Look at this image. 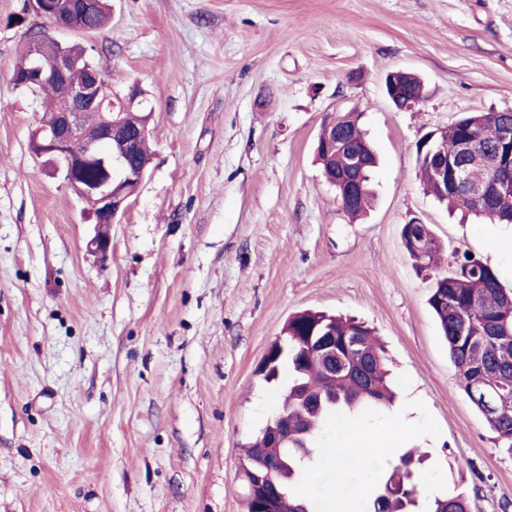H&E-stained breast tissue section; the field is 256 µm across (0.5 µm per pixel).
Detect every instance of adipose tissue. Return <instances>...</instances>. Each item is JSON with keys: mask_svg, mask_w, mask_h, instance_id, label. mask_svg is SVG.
Here are the masks:
<instances>
[{"mask_svg": "<svg viewBox=\"0 0 512 512\" xmlns=\"http://www.w3.org/2000/svg\"><path fill=\"white\" fill-rule=\"evenodd\" d=\"M406 427L398 422L378 430L357 429L341 433L332 452V470L336 476L367 465L381 457L388 444L402 440Z\"/></svg>", "mask_w": 512, "mask_h": 512, "instance_id": "adipose-tissue-1", "label": "adipose tissue"}]
</instances>
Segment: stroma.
Instances as JSON below:
<instances>
[{
	"label": "stroma",
	"instance_id": "stroma-1",
	"mask_svg": "<svg viewBox=\"0 0 512 512\" xmlns=\"http://www.w3.org/2000/svg\"><path fill=\"white\" fill-rule=\"evenodd\" d=\"M0 0V512H247L243 444L274 413L257 368L312 309L374 328L397 388L370 427L426 455L418 509L464 493L512 512V453L457 386L401 238L410 220L512 289V226L460 222L427 195L417 143L462 113L512 110V0H111L95 33L52 31L139 82L148 172L112 250L87 249L84 204L30 147L41 117L11 72L30 28ZM427 100L396 109L389 71ZM357 108L377 155L374 206L351 221L313 162L324 115ZM370 469L323 493L370 512Z\"/></svg>",
	"mask_w": 512,
	"mask_h": 512
}]
</instances>
